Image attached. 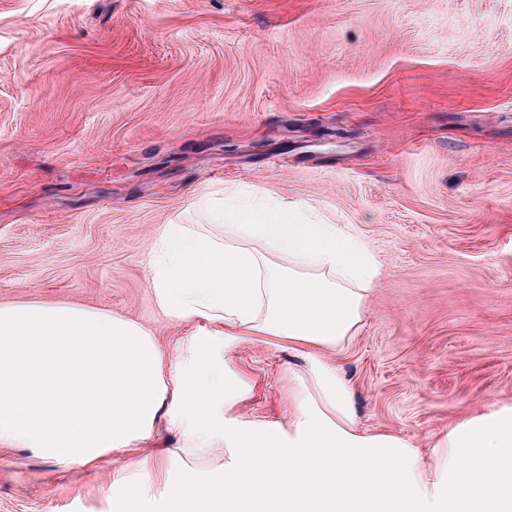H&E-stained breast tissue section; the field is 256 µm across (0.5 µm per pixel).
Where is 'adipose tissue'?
Returning a JSON list of instances; mask_svg holds the SVG:
<instances>
[{
    "label": "adipose tissue",
    "instance_id": "obj_1",
    "mask_svg": "<svg viewBox=\"0 0 512 512\" xmlns=\"http://www.w3.org/2000/svg\"><path fill=\"white\" fill-rule=\"evenodd\" d=\"M378 275L364 240L297 206L160 225L153 299L195 331L169 350L108 311L0 303V448L107 476L113 496H156L168 512H512V404L458 419L427 459L410 439L359 426L329 355L359 334ZM271 343L306 367L288 374L287 425L255 426L233 414L256 388L236 353ZM162 421L174 447L151 445ZM201 460L208 469L189 476Z\"/></svg>",
    "mask_w": 512,
    "mask_h": 512
}]
</instances>
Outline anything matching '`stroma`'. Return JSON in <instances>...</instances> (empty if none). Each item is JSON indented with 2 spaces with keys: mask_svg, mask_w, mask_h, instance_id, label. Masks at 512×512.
<instances>
[{
  "mask_svg": "<svg viewBox=\"0 0 512 512\" xmlns=\"http://www.w3.org/2000/svg\"><path fill=\"white\" fill-rule=\"evenodd\" d=\"M346 224L380 267L331 360L363 427L422 451L512 403V0H0V302L142 324L162 224L225 189ZM239 411L288 420L265 344ZM0 512H139L102 480L1 449Z\"/></svg>",
  "mask_w": 512,
  "mask_h": 512,
  "instance_id": "1",
  "label": "stroma"
}]
</instances>
